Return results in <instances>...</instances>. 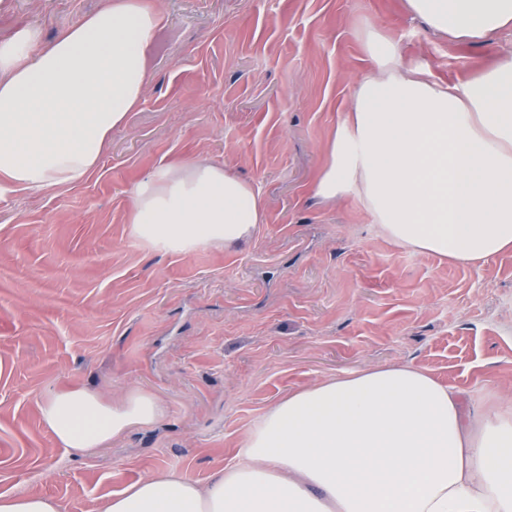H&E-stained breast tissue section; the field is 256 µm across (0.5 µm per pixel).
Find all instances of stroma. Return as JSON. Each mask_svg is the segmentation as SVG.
Returning a JSON list of instances; mask_svg holds the SVG:
<instances>
[{"label":"stroma","mask_w":512,"mask_h":512,"mask_svg":"<svg viewBox=\"0 0 512 512\" xmlns=\"http://www.w3.org/2000/svg\"><path fill=\"white\" fill-rule=\"evenodd\" d=\"M100 0H0V39L42 37ZM153 82L132 132L84 183L0 197V493L98 512L153 466L205 481L266 407L309 381L408 362L471 403L512 383V254L483 267L392 246L358 206L306 193L350 96L356 29L375 25L450 81L492 47L449 44L401 0H165ZM206 155L258 186L250 244L182 255L135 239L133 181ZM134 387L165 413L92 456L56 448L37 402L57 384ZM55 470L53 482L41 479Z\"/></svg>","instance_id":"1"}]
</instances>
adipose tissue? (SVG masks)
Returning a JSON list of instances; mask_svg holds the SVG:
<instances>
[{
    "label": "adipose tissue",
    "mask_w": 512,
    "mask_h": 512,
    "mask_svg": "<svg viewBox=\"0 0 512 512\" xmlns=\"http://www.w3.org/2000/svg\"><path fill=\"white\" fill-rule=\"evenodd\" d=\"M164 0H103L43 40H0V196L84 182L112 132L145 101ZM451 43L512 29V0H402ZM350 100L321 149L309 194L352 201L394 246L479 267L512 254V47L454 82L404 58L389 32L358 37ZM133 237L189 254L254 240L258 187L204 158L172 159L135 181ZM58 448L88 454L165 412L144 389L63 382L38 403ZM104 512H512V386L479 409L411 364L330 376L271 403L233 460L198 483L148 468Z\"/></svg>",
    "instance_id": "ef3b65f1"
}]
</instances>
